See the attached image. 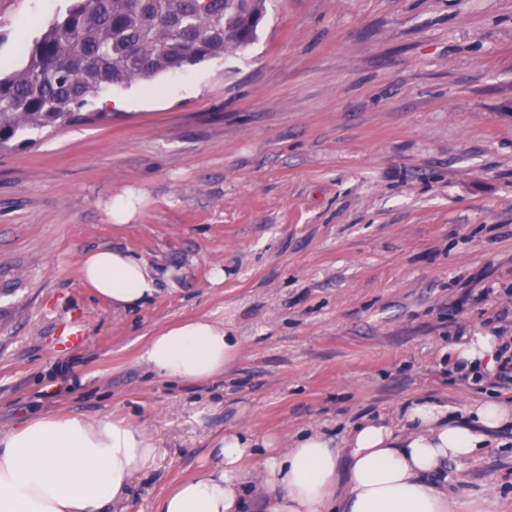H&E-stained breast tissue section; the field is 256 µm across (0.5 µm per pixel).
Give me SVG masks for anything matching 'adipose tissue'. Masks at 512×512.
<instances>
[{"instance_id": "obj_1", "label": "adipose tissue", "mask_w": 512, "mask_h": 512, "mask_svg": "<svg viewBox=\"0 0 512 512\" xmlns=\"http://www.w3.org/2000/svg\"><path fill=\"white\" fill-rule=\"evenodd\" d=\"M82 278L116 307L136 306L156 291L149 268L120 250L88 254ZM239 347L223 323L201 317L152 336L143 358L159 376L202 382L222 374ZM403 420L398 431L364 419L340 449L317 429L284 449L267 438L228 433L211 470L177 484L159 512H246V463L258 454L270 494L266 512H457L430 475L488 447L492 432L512 424V406L477 402L455 418L447 406L418 399ZM155 455L151 437L120 420L33 417L0 438V512H105Z\"/></svg>"}]
</instances>
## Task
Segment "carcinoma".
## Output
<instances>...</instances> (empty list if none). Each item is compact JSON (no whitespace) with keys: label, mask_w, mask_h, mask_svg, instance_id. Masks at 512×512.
<instances>
[{"label":"carcinoma","mask_w":512,"mask_h":512,"mask_svg":"<svg viewBox=\"0 0 512 512\" xmlns=\"http://www.w3.org/2000/svg\"><path fill=\"white\" fill-rule=\"evenodd\" d=\"M265 0H72L0 73V148L103 116L101 94L250 45Z\"/></svg>","instance_id":"carcinoma-1"}]
</instances>
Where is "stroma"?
I'll use <instances>...</instances> for the list:
<instances>
[{
  "label": "stroma",
  "mask_w": 512,
  "mask_h": 512,
  "mask_svg": "<svg viewBox=\"0 0 512 512\" xmlns=\"http://www.w3.org/2000/svg\"><path fill=\"white\" fill-rule=\"evenodd\" d=\"M69 4L0 0V64ZM111 94L0 151V436L39 414L145 430L158 453L107 512H157L228 431L287 448L401 427L413 399L512 402V0H266L244 50ZM99 249L144 260L154 295L85 286ZM204 316L240 340L223 375L157 376L149 338ZM478 335L491 366L454 353ZM492 443L438 480L512 512V427Z\"/></svg>",
  "instance_id": "35a3bbf8"
}]
</instances>
